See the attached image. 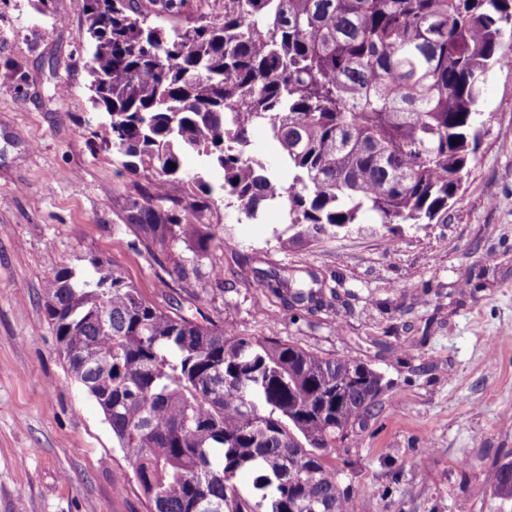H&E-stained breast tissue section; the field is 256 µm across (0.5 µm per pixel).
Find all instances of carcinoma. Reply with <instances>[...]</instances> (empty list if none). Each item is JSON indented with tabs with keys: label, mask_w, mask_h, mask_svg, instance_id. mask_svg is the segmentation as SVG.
I'll use <instances>...</instances> for the list:
<instances>
[{
	"label": "carcinoma",
	"mask_w": 512,
	"mask_h": 512,
	"mask_svg": "<svg viewBox=\"0 0 512 512\" xmlns=\"http://www.w3.org/2000/svg\"><path fill=\"white\" fill-rule=\"evenodd\" d=\"M186 0H85L86 80L113 146L152 190L130 202L148 251L210 198L180 197L181 156L223 173L248 217L288 211L294 236L372 215L444 224L477 160L487 73L512 60V0H224L187 18ZM267 127L288 180L268 174L249 131ZM59 269L45 310L71 376L126 451L148 512H351L332 451L373 416L381 378L269 336H238L147 301L109 262ZM283 303L332 308L336 289L267 273ZM251 476V490L239 478ZM489 498L512 503V451Z\"/></svg>",
	"instance_id": "carcinoma-1"
}]
</instances>
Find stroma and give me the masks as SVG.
Wrapping results in <instances>:
<instances>
[{
  "instance_id": "1",
  "label": "stroma",
  "mask_w": 512,
  "mask_h": 512,
  "mask_svg": "<svg viewBox=\"0 0 512 512\" xmlns=\"http://www.w3.org/2000/svg\"><path fill=\"white\" fill-rule=\"evenodd\" d=\"M85 0H0V512H148L102 409L73 378L44 311L45 279L113 263L157 306L245 336L367 363L373 417L333 453L358 512H493L494 460L512 451V70L487 77L490 130L444 224L386 238L371 218L282 244L288 216L246 218L223 175L198 224L168 248L137 243L129 173L85 87ZM230 246L199 251L205 226ZM196 259L181 281L175 264ZM222 270L214 278L213 270ZM316 273L335 308L291 309L263 273Z\"/></svg>"
}]
</instances>
